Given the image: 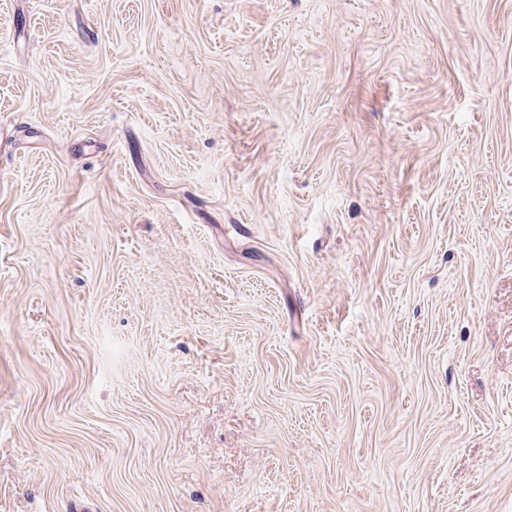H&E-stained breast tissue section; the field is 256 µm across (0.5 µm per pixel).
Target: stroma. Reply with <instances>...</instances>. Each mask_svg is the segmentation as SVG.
Segmentation results:
<instances>
[{
	"instance_id": "35a3bbf8",
	"label": "stroma",
	"mask_w": 512,
	"mask_h": 512,
	"mask_svg": "<svg viewBox=\"0 0 512 512\" xmlns=\"http://www.w3.org/2000/svg\"><path fill=\"white\" fill-rule=\"evenodd\" d=\"M0 512H512V0H0Z\"/></svg>"
}]
</instances>
